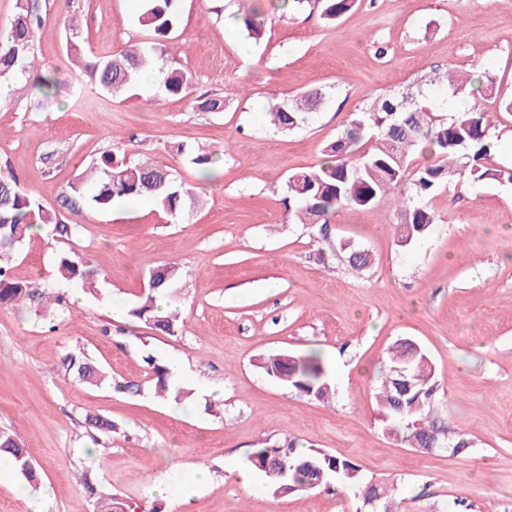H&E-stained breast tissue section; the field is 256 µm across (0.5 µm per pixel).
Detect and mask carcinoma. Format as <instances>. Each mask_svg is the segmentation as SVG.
<instances>
[{"label":"carcinoma","instance_id":"cac0c4a2","mask_svg":"<svg viewBox=\"0 0 512 512\" xmlns=\"http://www.w3.org/2000/svg\"><path fill=\"white\" fill-rule=\"evenodd\" d=\"M178 0H145L139 24L150 40L121 52L87 53L82 48L72 20L67 55L81 73L86 85L111 97H121L139 88L146 76L157 81L163 94L189 99L200 112L224 111L220 97L193 96V77L167 61V45L177 27ZM357 0H324L322 16L334 21L355 7ZM41 0H19L18 11L9 31L0 35V84L11 85L26 77L34 61L35 34L45 22ZM242 27L256 40L265 33V19L259 9L240 17ZM322 94H307L292 103L276 101L269 104L267 114L279 128L290 130L305 122L315 110ZM411 107L394 94L374 99L361 111L343 135L323 150L322 161L307 170L290 174L287 180L289 197L296 204L294 217L298 224L319 226L322 236L328 235V216L338 207L370 209L391 200L394 190L406 192L398 204L401 224L398 239L406 244L425 238L436 217L428 206L429 196L443 185L454 181L494 180L512 182V169L492 168L486 164L491 153L488 113L472 107L448 119L431 113L422 102V94L410 96ZM376 139L372 150L357 151L358 143ZM422 147L437 156L436 162L410 168L409 154ZM92 184L78 181L69 185V199L93 210L105 211L114 202L146 197L155 210L170 222L177 223L199 207L195 192L177 183L171 170L157 164L135 162L115 149L92 166ZM53 225L61 238L72 235L70 225L56 213L45 208L35 197L21 188L12 176L0 175V261L9 259L33 228ZM58 271L66 281H78L95 293L101 269L75 252L62 255ZM176 265L161 264L149 271L147 293L129 310V315L168 335L181 327V313L176 305H162L172 294L178 280ZM38 299L45 295L12 281L0 266V306L17 301ZM79 377L93 383L100 380L98 369L88 362H76ZM391 369L381 381L376 400L386 430L410 442L415 448L433 440L439 448L458 454L471 442L458 432H450L438 416L435 369L426 352L415 354L398 341L390 351ZM261 367L271 377L284 381L296 392L325 400L334 392L329 364L317 351L304 355L277 353L270 355ZM156 391L160 398L179 404L190 398L188 392L169 380L170 369L154 367ZM11 460L14 469L30 486L35 487L39 474L15 435L0 429V457ZM282 461L287 468L275 466ZM253 467L268 481L274 495L295 494L325 486L336 481L358 490L362 506L378 512H392L390 495L377 484L366 482L352 460L320 449L303 450L289 439L278 445L258 448L250 456ZM137 505L118 497H102L97 512H136Z\"/></svg>","mask_w":512,"mask_h":512}]
</instances>
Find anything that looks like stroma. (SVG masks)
Wrapping results in <instances>:
<instances>
[{
	"label": "stroma",
	"mask_w": 512,
	"mask_h": 512,
	"mask_svg": "<svg viewBox=\"0 0 512 512\" xmlns=\"http://www.w3.org/2000/svg\"><path fill=\"white\" fill-rule=\"evenodd\" d=\"M30 82L0 90V174L74 225L63 239L42 228L7 263L15 281L63 306L22 301L0 308V427L12 430L41 472L26 490L0 477V512H94L115 495L141 512H356L350 487L273 495L266 478L242 483L254 449L292 438L354 461L364 480L395 487L400 512H512V183H453L429 206V236L400 245V213L382 203L343 207L329 235L293 223L285 179L320 163L324 147L374 98L423 92L449 116L476 106L492 119L489 166L512 168V0H357L336 24L322 0H260V40L238 15L250 0H180L169 59L190 72L195 95L220 96V112L179 97L144 104L80 89L63 18L76 16L86 48L119 52L145 41L142 0H45ZM482 89L452 95L447 71ZM52 73L57 90L34 86ZM318 91L307 123L273 129L270 102ZM121 142L128 157L170 168L203 204L180 224L146 199L93 212L71 205L68 185ZM220 173L203 177L192 153ZM370 253L356 273L349 251ZM75 250L99 265L97 295L57 275ZM176 264L183 323L170 336L132 320L146 272ZM420 343L435 368L438 406L463 453L425 452L386 434L375 387L397 340ZM322 353L335 394L319 401L268 376L275 351ZM101 368L81 380L69 355ZM179 361L194 401L156 398L146 356ZM115 433L93 436L89 417Z\"/></svg>",
	"instance_id": "35a3bbf8"
}]
</instances>
